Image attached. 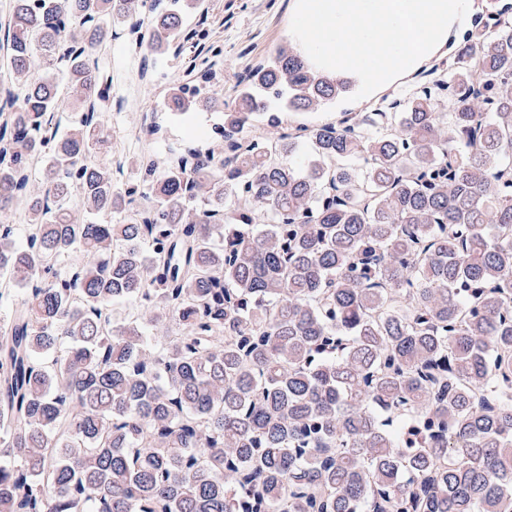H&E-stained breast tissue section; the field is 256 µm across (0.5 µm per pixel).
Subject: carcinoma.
I'll return each mask as SVG.
<instances>
[{
  "instance_id": "1",
  "label": "carcinoma",
  "mask_w": 512,
  "mask_h": 512,
  "mask_svg": "<svg viewBox=\"0 0 512 512\" xmlns=\"http://www.w3.org/2000/svg\"><path fill=\"white\" fill-rule=\"evenodd\" d=\"M186 15L14 0L0 21L27 82L0 99V213L29 216L0 220V512H512V20L372 129L244 106L223 149L117 181L93 55L114 18L140 53L205 38ZM259 78L318 86L287 112L340 95L290 47L241 90ZM202 91L170 108L226 106Z\"/></svg>"
}]
</instances>
